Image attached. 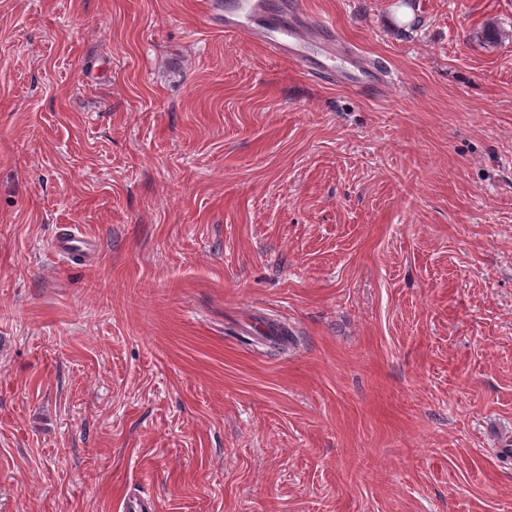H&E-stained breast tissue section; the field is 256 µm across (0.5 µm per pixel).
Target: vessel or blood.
Listing matches in <instances>:
<instances>
[{"label":"vessel or blood","instance_id":"vessel-or-blood-1","mask_svg":"<svg viewBox=\"0 0 512 512\" xmlns=\"http://www.w3.org/2000/svg\"><path fill=\"white\" fill-rule=\"evenodd\" d=\"M288 24L278 25L277 36L263 37L269 54L292 62L307 76L332 85L362 90L373 96L389 93L390 73L356 46L337 37L333 22L302 13L294 0H284Z\"/></svg>","mask_w":512,"mask_h":512}]
</instances>
